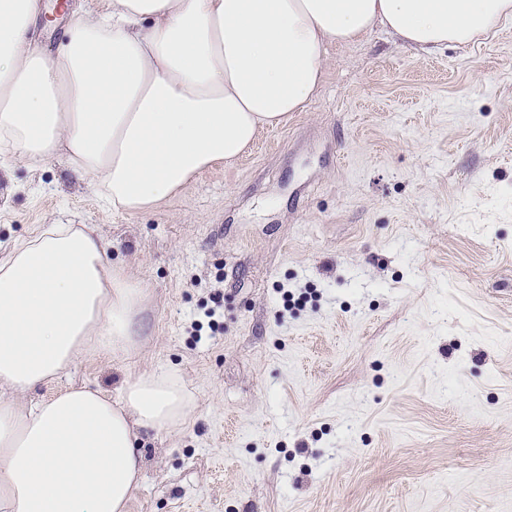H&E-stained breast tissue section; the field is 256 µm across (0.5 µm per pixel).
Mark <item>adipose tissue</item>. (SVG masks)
<instances>
[{
    "label": "adipose tissue",
    "mask_w": 512,
    "mask_h": 512,
    "mask_svg": "<svg viewBox=\"0 0 512 512\" xmlns=\"http://www.w3.org/2000/svg\"><path fill=\"white\" fill-rule=\"evenodd\" d=\"M38 0H0V155L65 157L113 209L148 212L262 130L304 111L328 45L380 26L430 53L493 34L512 0H89L51 55ZM144 283L96 225L42 224L0 253V512H126L141 435L178 432L192 395L170 368L118 398L57 384L82 356L136 352Z\"/></svg>",
    "instance_id": "adipose-tissue-1"
}]
</instances>
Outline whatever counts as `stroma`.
<instances>
[{"label":"stroma","instance_id":"obj_1","mask_svg":"<svg viewBox=\"0 0 512 512\" xmlns=\"http://www.w3.org/2000/svg\"><path fill=\"white\" fill-rule=\"evenodd\" d=\"M59 53L79 0H42ZM318 97L159 208L102 207L65 159L0 168V251L94 224L148 288L135 357L178 371L127 512H512V23L420 55L327 48Z\"/></svg>","mask_w":512,"mask_h":512}]
</instances>
